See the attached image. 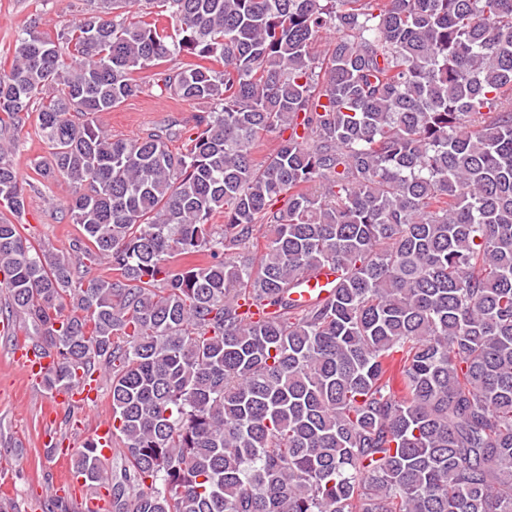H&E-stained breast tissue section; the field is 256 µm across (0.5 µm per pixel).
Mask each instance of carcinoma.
Segmentation results:
<instances>
[{
  "instance_id": "carcinoma-1",
  "label": "carcinoma",
  "mask_w": 512,
  "mask_h": 512,
  "mask_svg": "<svg viewBox=\"0 0 512 512\" xmlns=\"http://www.w3.org/2000/svg\"><path fill=\"white\" fill-rule=\"evenodd\" d=\"M157 74L179 152L94 121ZM32 117L83 238L22 235L0 142V285L47 391L111 377L112 512H512V0H84L0 72ZM335 275L332 270L324 268L310 277L305 279L304 291L302 293L303 299L307 301H315L325 298L328 294L329 288H325L326 285L335 279Z\"/></svg>"
}]
</instances>
